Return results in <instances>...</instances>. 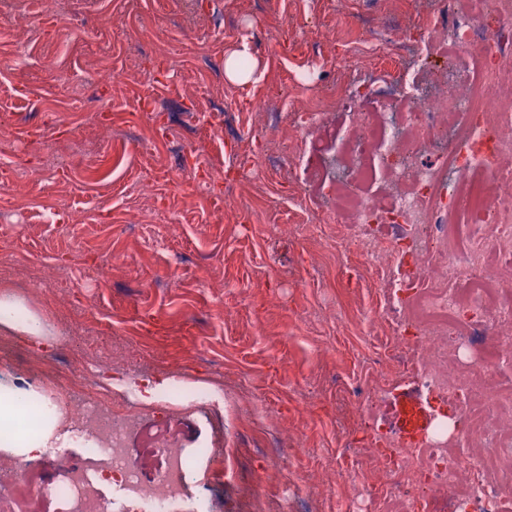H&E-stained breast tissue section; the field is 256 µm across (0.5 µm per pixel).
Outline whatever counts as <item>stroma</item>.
<instances>
[{"label": "stroma", "instance_id": "35a3bbf8", "mask_svg": "<svg viewBox=\"0 0 512 512\" xmlns=\"http://www.w3.org/2000/svg\"><path fill=\"white\" fill-rule=\"evenodd\" d=\"M437 9V0H63L49 18L0 0V120L16 132L0 151L23 165L44 145L68 148L53 184L0 186V290L56 326L37 341L0 325L9 386L49 389L107 359L104 392L116 404L127 385L171 373L223 392V408L207 413L153 405L127 439L129 465L149 477L161 465L143 462L154 438H176L194 459L170 512H209L215 448L228 452L224 512H297L305 498L314 512H336L338 500H369L380 481L367 444L376 425L413 443L457 406L421 398L378 354L369 311L379 282L320 240L323 205L307 186L335 177L347 115L328 110L300 135L303 159L285 153L301 164L295 182L228 157L287 138V119L271 127L249 110L268 90L319 99L355 76L389 85L371 53L409 62L410 38ZM244 43L261 80L242 90L225 80L224 56ZM101 66L125 73V101L85 83ZM74 92L82 111L67 108ZM214 104L225 122L202 125ZM192 151L222 179L215 193L161 182ZM150 178L149 203L138 184ZM140 212L145 223H134ZM274 216L284 222L276 235L265 227ZM282 431L286 447L265 448ZM94 451L71 428L55 429L27 463L45 491L40 512H55L46 491L59 468Z\"/></svg>", "mask_w": 512, "mask_h": 512}]
</instances>
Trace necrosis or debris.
Here are the masks:
<instances>
[{
  "instance_id": "1",
  "label": "necrosis or debris",
  "mask_w": 512,
  "mask_h": 512,
  "mask_svg": "<svg viewBox=\"0 0 512 512\" xmlns=\"http://www.w3.org/2000/svg\"><path fill=\"white\" fill-rule=\"evenodd\" d=\"M500 27L487 35L483 22ZM416 64L439 48L449 72L466 79L449 92L422 96L397 63L391 93L352 79L331 100L280 99L301 131L326 109L347 112L356 137L345 138L336 184L322 186L335 205L325 218L357 264L384 283L380 313L399 333L392 357L426 393L455 401V420L436 419L408 445L374 448L398 512H427L437 490L455 512H512V392L478 390L467 344L493 328L490 356L512 364V0H440L431 30L418 34ZM393 192L369 191L378 173ZM83 391L48 395L60 421L91 434L98 457L66 466L52 492L66 512H109L91 473L120 479L138 512H167L193 470L176 444L148 447L163 467L151 478L130 468L126 440L144 420L145 402L130 396L115 411L97 394L98 369L78 375ZM0 512H36L28 471L0 477Z\"/></svg>"
}]
</instances>
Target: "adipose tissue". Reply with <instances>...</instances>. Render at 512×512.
Returning a JSON list of instances; mask_svg holds the SVG:
<instances>
[{
	"mask_svg": "<svg viewBox=\"0 0 512 512\" xmlns=\"http://www.w3.org/2000/svg\"><path fill=\"white\" fill-rule=\"evenodd\" d=\"M38 400L37 392L0 385V449L28 459L42 452L53 434L56 417L42 414L33 419V435L25 440L18 438L15 422L17 402L26 401L34 405Z\"/></svg>",
	"mask_w": 512,
	"mask_h": 512,
	"instance_id": "ef3b65f1",
	"label": "adipose tissue"
}]
</instances>
